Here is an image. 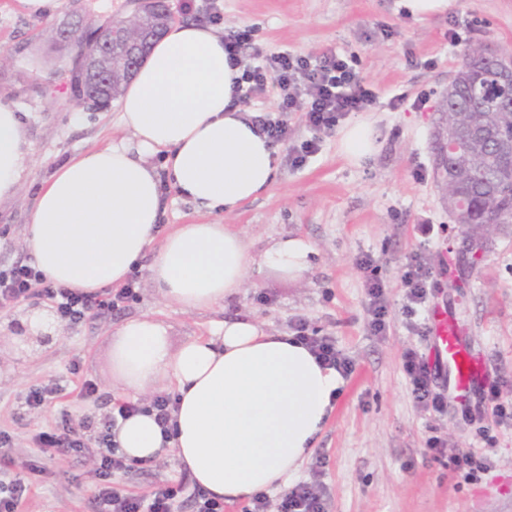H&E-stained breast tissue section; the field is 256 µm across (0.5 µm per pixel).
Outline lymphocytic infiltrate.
<instances>
[{
  "label": "lymphocytic infiltrate",
  "instance_id": "obj_1",
  "mask_svg": "<svg viewBox=\"0 0 512 512\" xmlns=\"http://www.w3.org/2000/svg\"><path fill=\"white\" fill-rule=\"evenodd\" d=\"M250 40L251 34L246 30H229L224 34V51L232 64L241 69L233 81V98L246 106L265 95L268 89H280L277 112H258L251 118L259 132L266 135L272 144H287L290 113H303L309 126L319 131H330L340 117L373 104L375 94L363 81L353 62L335 51L330 50L317 57L282 51L263 56L259 64L246 65L242 62V54ZM356 265L365 276L370 298V327L374 333H382L386 328L387 305L379 275L380 266L368 254L357 258ZM31 296L50 300L60 322L72 327L134 300L137 279L132 276L120 287L84 293L54 284L27 261L0 267L1 308ZM296 338L323 366L343 375L351 373V362L337 350L330 337L310 333L301 323L296 327ZM403 367L416 404L427 411L444 413L447 408L445 398L435 391L432 371L423 355L414 350L407 351ZM140 410L139 404L123 402L113 407L97 424L98 512H174L176 501L187 492L192 495L194 512H224L223 501L200 490L187 491L181 481L161 483L147 498L120 493L112 486V477L127 468L125 458L118 452L116 431L120 421ZM277 512H328L325 486L317 480L295 485L282 496Z\"/></svg>",
  "mask_w": 512,
  "mask_h": 512
}]
</instances>
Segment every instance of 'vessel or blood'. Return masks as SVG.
<instances>
[{
  "label": "vessel or blood",
  "mask_w": 512,
  "mask_h": 512,
  "mask_svg": "<svg viewBox=\"0 0 512 512\" xmlns=\"http://www.w3.org/2000/svg\"><path fill=\"white\" fill-rule=\"evenodd\" d=\"M429 355L448 376V390L458 402H468L480 389L485 370L470 352L448 307L437 305L429 312Z\"/></svg>",
  "instance_id": "vessel-or-blood-1"
}]
</instances>
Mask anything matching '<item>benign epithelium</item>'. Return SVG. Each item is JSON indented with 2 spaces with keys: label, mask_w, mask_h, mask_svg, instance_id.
<instances>
[{
  "label": "benign epithelium",
  "mask_w": 512,
  "mask_h": 512,
  "mask_svg": "<svg viewBox=\"0 0 512 512\" xmlns=\"http://www.w3.org/2000/svg\"><path fill=\"white\" fill-rule=\"evenodd\" d=\"M171 23L169 11L163 0H141L132 26L111 23L102 29L83 51L81 67V101L97 107L112 102L114 84H124L134 74L140 58V47ZM461 127L458 124L443 125L435 132L439 146L435 156V177L441 183L445 179L443 160L453 152L459 141ZM36 309L25 313V320L14 318L9 331L17 341L18 349L25 353L50 344L54 340L51 326L33 319Z\"/></svg>",
  "instance_id": "7a95c632"
}]
</instances>
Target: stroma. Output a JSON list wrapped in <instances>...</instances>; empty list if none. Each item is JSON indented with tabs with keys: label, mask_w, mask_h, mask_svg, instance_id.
Listing matches in <instances>:
<instances>
[{
	"label": "stroma",
	"mask_w": 512,
	"mask_h": 512,
	"mask_svg": "<svg viewBox=\"0 0 512 512\" xmlns=\"http://www.w3.org/2000/svg\"><path fill=\"white\" fill-rule=\"evenodd\" d=\"M139 0H61L49 15H31L19 0H0V97L18 109L28 129L30 159L14 196L0 201V266L28 259L24 230L35 197L61 166L93 148L125 137L117 104L66 107L79 98L81 42L113 20L133 16ZM218 31L248 29L253 47L271 54L317 56L327 50L354 60L378 94L375 104L339 121V130L310 128L301 113L288 121L287 144L278 146L275 182L257 199L225 216L258 259L241 292L224 307L186 313L163 301L146 267H138V297L122 309L62 327L47 348L21 356L0 328V473L22 479L29 491L21 512H96L94 430L84 432L82 454L46 453L34 441L42 431L101 417L112 409V336L130 318L150 316L168 326L173 345L211 336L224 321L254 315L275 332L292 333L298 321L331 337L353 364L344 392L323 428L316 469L307 458L289 485L320 479L328 512H512V421L463 412L449 402L443 414L418 407L403 370L406 351L426 352L428 308L448 304L472 351L481 355L487 382L512 399V224L492 228L484 245L462 237L448 215L434 177L432 137L439 102L461 53L482 45L512 55V0H451L447 12L424 19L405 15L399 0H221ZM403 97L392 108L393 97ZM423 107H415L416 99ZM368 119L374 154L353 165L339 152L341 127ZM317 140L319 150L292 166L288 148ZM161 232L215 217L164 186ZM430 224L432 235L421 227ZM300 237L314 247L309 269L297 279L262 265L272 238ZM381 264L388 324L369 327V297L357 257ZM450 269H442L441 256ZM417 260L433 271L425 307L408 313L402 282ZM93 381L96 397L80 393ZM56 382L61 390L37 411L24 397ZM495 438L492 466L464 480L448 460L434 459L429 437L448 451L481 446L479 426ZM171 449L113 478L123 492L148 494L163 480H188Z\"/></svg>",
	"instance_id": "stroma-1"
}]
</instances>
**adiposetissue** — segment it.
<instances>
[{"label":"adipose tissue","mask_w":512,"mask_h":512,"mask_svg":"<svg viewBox=\"0 0 512 512\" xmlns=\"http://www.w3.org/2000/svg\"><path fill=\"white\" fill-rule=\"evenodd\" d=\"M237 74L212 26L175 23L153 43L119 102L128 138L82 153L38 192L25 243L49 280L84 292L118 287L150 251L149 277L167 304L208 310L240 292L255 260L229 225L180 224L156 237L164 184L225 215L275 180V148L232 102ZM28 150L16 107L0 98V199L16 193ZM159 151L162 177L149 162ZM312 252L304 239L280 237L263 260L297 278ZM110 360L116 397L169 385L175 392L170 440L151 413L121 421L116 440L126 460L171 447L193 483L228 504L287 483L344 384L293 336L249 316L177 347L161 322L132 318L113 335Z\"/></svg>","instance_id":"ef3b65f1"}]
</instances>
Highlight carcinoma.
<instances>
[{
  "mask_svg": "<svg viewBox=\"0 0 512 512\" xmlns=\"http://www.w3.org/2000/svg\"><path fill=\"white\" fill-rule=\"evenodd\" d=\"M500 68L494 51L467 49L441 119L479 127L494 114L497 133L512 138V85L500 78ZM448 187L463 199L462 223L472 237H485L489 225L512 224V156H496L487 141L472 139L448 157Z\"/></svg>",
  "mask_w": 512,
  "mask_h": 512,
  "instance_id": "cac0c4a2",
  "label": "carcinoma"
}]
</instances>
